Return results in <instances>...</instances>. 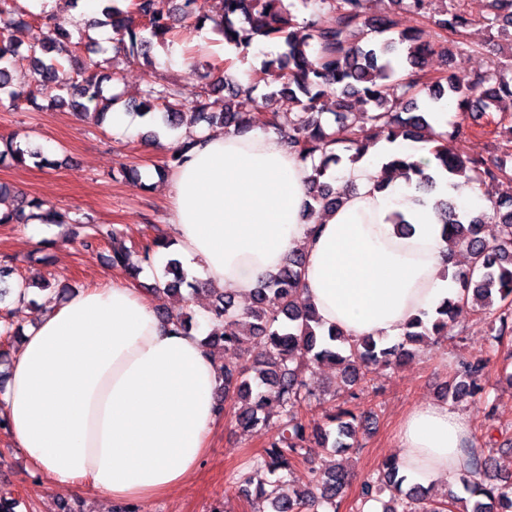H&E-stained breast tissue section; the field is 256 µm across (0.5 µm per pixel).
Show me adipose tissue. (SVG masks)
Returning a JSON list of instances; mask_svg holds the SVG:
<instances>
[{
    "label": "adipose tissue",
    "instance_id": "ef3b65f1",
    "mask_svg": "<svg viewBox=\"0 0 512 512\" xmlns=\"http://www.w3.org/2000/svg\"><path fill=\"white\" fill-rule=\"evenodd\" d=\"M393 156L425 163L433 194L417 197L401 178L379 186ZM430 157L420 143L379 142L339 168L343 202L312 227L304 218L311 166L274 132L195 134L170 175L175 249L213 285L244 297L304 248L303 297L324 326L353 341H397L457 291L436 199L454 198L462 213L486 204ZM397 213L409 233H398ZM220 383L201 331L173 330L137 288L109 278L48 307L24 334L0 414L29 463L58 484L145 503L196 469ZM469 435L467 418L445 404L412 409L397 436L400 473L423 485L455 475Z\"/></svg>",
    "mask_w": 512,
    "mask_h": 512
}]
</instances>
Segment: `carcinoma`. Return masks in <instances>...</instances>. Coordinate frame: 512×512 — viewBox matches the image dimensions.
<instances>
[{
	"label": "carcinoma",
	"instance_id": "1",
	"mask_svg": "<svg viewBox=\"0 0 512 512\" xmlns=\"http://www.w3.org/2000/svg\"><path fill=\"white\" fill-rule=\"evenodd\" d=\"M169 2L171 7L165 11L159 6L160 0H101V18L96 25L111 27L112 52L129 57H148L156 42L163 46L174 43L176 25L188 20L196 29L212 23V31L238 48L247 49L256 38L263 37L283 41L286 50L263 61L251 85L236 87L238 93H251L261 84L270 88L264 95L268 112L262 116L236 111L229 98L224 99V111L212 112L210 93L205 90L197 93L193 105L185 110L182 87L153 82L148 83L137 104L141 115L162 110L159 118L168 129L205 119L209 126L226 131L253 127L273 131L301 161L311 164L315 186L312 200L321 210H332L340 202L332 184L325 180L328 170L339 161L336 149H353L356 159L381 138L436 143L432 153L439 165L448 176H463L468 184L512 180L505 167H491L458 151L453 142L465 134L463 126L452 123L448 131H435L419 102L426 93L433 102H455L459 112L471 110L475 102L485 112H500L504 102L512 103V63L496 66L489 75L476 74L465 86L446 76L434 77L426 69L431 54L451 60L467 46L469 20L455 0H448L439 18L430 14L432 0H393L412 15L432 22L437 29L432 40L425 39L419 27L394 30L388 16L374 12V0H221L216 11L206 8V0ZM489 8V28L507 37L512 59V0H490ZM33 18L36 30L26 53L21 54L11 41L10 31L25 23L24 14L15 0H0V61L4 62L0 66V104L6 99L13 109L23 105L35 110L69 106L85 117L102 121L120 98L118 93L104 94V83L118 80L116 73L104 74L101 64L90 60L79 71L80 80L66 93L55 83L59 66L56 53L91 39L89 32L61 29L54 15L44 9ZM21 60L31 69V81L25 88H15L10 86V68ZM391 90L408 97L405 112L389 105ZM279 100L288 102V110L294 112L286 130L279 122V109L274 107ZM327 109L334 116L332 125L322 120ZM7 154L22 166L29 159L37 166L46 162L41 152L14 139L6 143L0 159ZM383 173L408 179L412 173L421 175L422 170L415 163L394 157L385 164ZM437 206L442 224L449 229L446 238L465 250L468 267L453 272L459 284L457 298L444 301L432 316L425 313L414 319L403 340L392 346L383 347L370 336L350 341L336 328L323 336L320 317L301 298L305 260L300 251L289 254L279 273L254 290L248 307L238 308L235 299L222 292L215 295L208 311L212 326L208 344L221 342L224 350L241 355L254 347L262 348V360L255 366H224L218 414L224 413V402L234 399L244 402L236 418L244 433L267 425L274 416L279 421L266 449L250 470L240 475L247 503L266 502L271 512H318L320 507L338 512L336 499L348 486V470L335 466L322 471L311 466L305 443L312 436L321 448L348 452L354 448L357 417L349 410L328 415L336 423L333 431L313 426L303 417L302 409L317 399L316 390L305 379L312 365H330L341 372L346 385L357 388L366 382L370 367L394 365L412 354V346L447 339L463 307L499 322L492 336L496 345H504L506 336L512 338V197L492 201L490 218L499 225V236L493 243L481 236L484 216H461L448 199L438 201ZM31 220L65 223L64 215L35 198L0 215V224H27ZM111 264L125 278L137 280L140 268L127 246L112 247ZM165 276L167 279L152 293L158 297L178 295L181 307L160 315L174 330L187 331L193 328L191 303L199 288L187 281L182 263L175 258L166 263ZM486 369L487 361L482 357L465 360L450 379L444 397L455 402L482 399ZM494 450L486 443L467 449L458 473L466 496L454 497V503L462 504L459 510L446 500H427V490L419 485L404 488L406 477L391 458L384 461L381 475L363 482L361 504L387 493L389 501L382 512H512V487L497 484L499 475L488 467V454ZM305 463L310 464L307 489L290 491L280 481L258 477L263 470L290 473Z\"/></svg>",
	"mask_w": 512,
	"mask_h": 512
}]
</instances>
